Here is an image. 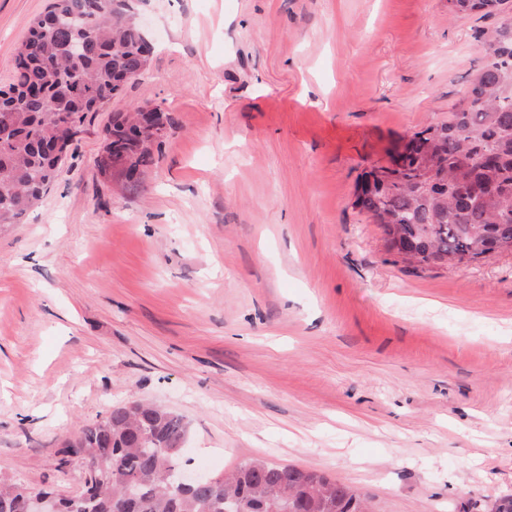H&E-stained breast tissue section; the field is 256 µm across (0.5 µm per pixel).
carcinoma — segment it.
<instances>
[{
	"label": "carcinoma",
	"mask_w": 512,
	"mask_h": 512,
	"mask_svg": "<svg viewBox=\"0 0 512 512\" xmlns=\"http://www.w3.org/2000/svg\"><path fill=\"white\" fill-rule=\"evenodd\" d=\"M456 15L492 17L506 0H448ZM485 64L448 120L413 133L391 164L361 176L354 206L380 225L388 248L410 243L419 263L467 256L477 262L512 240V21L480 30ZM149 46L132 0H50L17 48L13 81L0 88V226L18 224L53 185L63 159L59 141H74L88 116L109 104L125 83L145 71ZM147 112L166 129L162 109L115 112L105 127L119 166L139 171L155 163L164 136L135 134V115ZM442 177L422 182L423 144ZM183 418L134 401L82 427L62 448V463L94 481L78 509L62 499L59 512H272L286 496L301 512H362L350 485L314 470L247 461L212 484L179 489L187 468ZM42 493L0 477V499L19 490Z\"/></svg>",
	"instance_id": "obj_1"
}]
</instances>
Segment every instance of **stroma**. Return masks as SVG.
I'll return each instance as SVG.
<instances>
[{
	"instance_id": "obj_1",
	"label": "stroma",
	"mask_w": 512,
	"mask_h": 512,
	"mask_svg": "<svg viewBox=\"0 0 512 512\" xmlns=\"http://www.w3.org/2000/svg\"><path fill=\"white\" fill-rule=\"evenodd\" d=\"M48 0H0V85ZM152 45L0 227V473L73 493L65 441L112 407L182 415L185 458L352 486L370 512L512 494V253L416 269L355 208L361 175L447 120L490 21L448 0H135ZM171 127L132 187L112 113Z\"/></svg>"
}]
</instances>
